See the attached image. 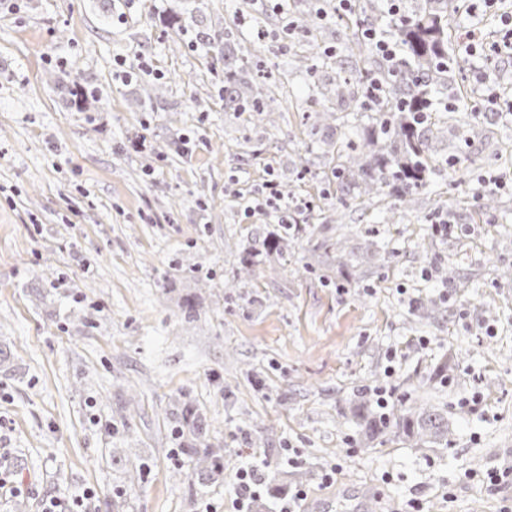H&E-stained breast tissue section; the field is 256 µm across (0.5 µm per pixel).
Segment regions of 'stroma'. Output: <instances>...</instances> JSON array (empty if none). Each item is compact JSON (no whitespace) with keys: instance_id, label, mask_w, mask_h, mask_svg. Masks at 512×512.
Segmentation results:
<instances>
[{"instance_id":"1","label":"stroma","mask_w":512,"mask_h":512,"mask_svg":"<svg viewBox=\"0 0 512 512\" xmlns=\"http://www.w3.org/2000/svg\"><path fill=\"white\" fill-rule=\"evenodd\" d=\"M239 5L20 0L0 13V512H234L235 473L253 462L255 512L295 487L299 512H512V481L487 478L512 466V281L499 276L512 186L480 206L483 179L512 178V118L475 109L480 73L450 41L446 97L465 100L482 140L454 127L434 140L458 160L410 215L324 198L314 172L336 145L299 113L335 72L267 39L278 121L225 111L224 62L201 38L232 26L252 41ZM74 83L99 98L68 106ZM271 179L314 208L267 256L280 227L245 206ZM338 238L342 266L321 246ZM378 387L447 411L449 446L366 436ZM204 446L223 472L200 474L190 451Z\"/></svg>"}]
</instances>
